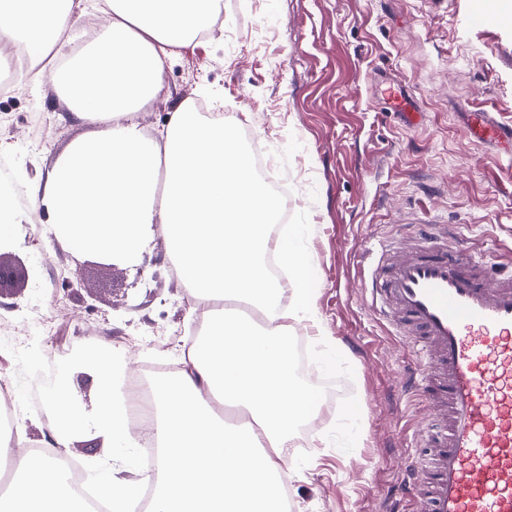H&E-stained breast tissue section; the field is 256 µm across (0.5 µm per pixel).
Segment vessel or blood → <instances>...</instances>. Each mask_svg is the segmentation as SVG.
Wrapping results in <instances>:
<instances>
[{
  "label": "vessel or blood",
  "mask_w": 512,
  "mask_h": 512,
  "mask_svg": "<svg viewBox=\"0 0 512 512\" xmlns=\"http://www.w3.org/2000/svg\"><path fill=\"white\" fill-rule=\"evenodd\" d=\"M471 137L512 141V125L475 113ZM364 286L411 349L406 389L430 407L425 459L403 493L411 512H512V271L490 273L444 224L389 236Z\"/></svg>",
  "instance_id": "obj_1"
}]
</instances>
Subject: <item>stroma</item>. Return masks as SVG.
I'll return each mask as SVG.
<instances>
[{"instance_id": "stroma-1", "label": "stroma", "mask_w": 512, "mask_h": 512, "mask_svg": "<svg viewBox=\"0 0 512 512\" xmlns=\"http://www.w3.org/2000/svg\"><path fill=\"white\" fill-rule=\"evenodd\" d=\"M165 83L141 108L142 128L155 133L185 101L223 104L287 172L291 222L317 272V320L298 328L319 374L343 393L297 452L289 512H400L404 465L420 454L415 430L429 407L398 387L413 354L371 309L359 278L371 245L402 224L457 225L483 249L512 247V145L468 133L477 111L512 124V0H224L222 22L167 69ZM400 89L415 95L421 126L395 112L389 95ZM89 132L48 85L0 96V157L23 187ZM46 221L17 225L16 244L0 255L38 276L0 320L53 324L48 337L0 341V378L21 399L19 422L34 446L45 442V413L28 405L24 374L86 346L139 356L158 338L154 356L166 360L194 322L162 236L149 244L157 264L142 271L46 244ZM334 344L341 356L331 368L324 355Z\"/></svg>"}]
</instances>
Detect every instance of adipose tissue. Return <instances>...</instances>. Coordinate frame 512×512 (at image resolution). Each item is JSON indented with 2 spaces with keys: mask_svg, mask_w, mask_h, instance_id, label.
I'll list each match as a JSON object with an SVG mask.
<instances>
[{
  "mask_svg": "<svg viewBox=\"0 0 512 512\" xmlns=\"http://www.w3.org/2000/svg\"><path fill=\"white\" fill-rule=\"evenodd\" d=\"M97 9L102 32L65 58L84 0H0V43L23 44L35 77L52 84L73 120L95 126L30 188L31 206L48 211L63 248L108 259H142L148 233L160 228L190 295L214 310L177 375L154 384L158 415L148 435L159 448L156 469L135 458L138 439L125 425L120 371L109 354L92 366L97 411L88 418L71 403L70 365L60 367L45 400L51 446L68 448L72 424L88 422L111 450L97 482L111 512H129L149 481L151 512H283L281 481L297 467L284 450L316 409L288 338L290 321L315 313L311 264L296 229L268 234L279 202L255 177L223 113L205 116L182 103L153 137L137 121L140 107L164 91L167 68L217 25L224 0H97ZM270 253L300 285L291 305H282L281 285L268 272ZM233 302L254 306L265 324L241 319ZM221 404L241 409L247 422L226 425ZM0 512L87 509L58 457L36 453L19 459Z\"/></svg>",
  "mask_w": 512,
  "mask_h": 512,
  "instance_id": "adipose-tissue-1",
  "label": "adipose tissue"
}]
</instances>
